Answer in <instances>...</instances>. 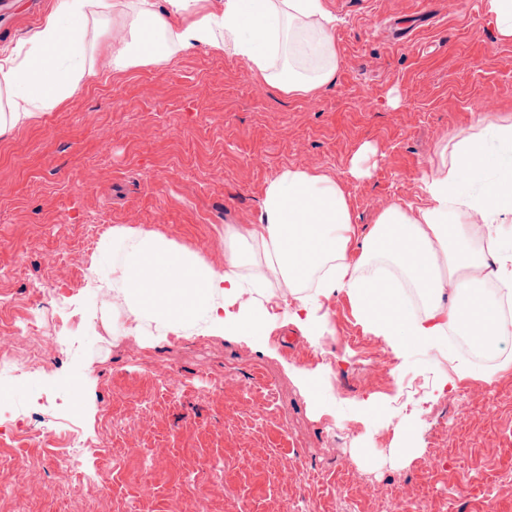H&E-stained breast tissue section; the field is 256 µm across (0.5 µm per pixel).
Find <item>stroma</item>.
Returning <instances> with one entry per match:
<instances>
[{
    "label": "stroma",
    "mask_w": 512,
    "mask_h": 512,
    "mask_svg": "<svg viewBox=\"0 0 512 512\" xmlns=\"http://www.w3.org/2000/svg\"><path fill=\"white\" fill-rule=\"evenodd\" d=\"M51 3L9 0L0 52ZM325 5L340 66L317 98L252 79L228 52L113 73L97 49L112 25L93 20L83 91L0 140V324L25 314L33 289L66 295L44 302L55 339L10 343L39 364L0 389L26 412L0 435V512H409L420 500L512 512V371L480 378L512 356V337L485 364L450 337L399 354L343 294L321 300L322 326L306 336L294 300L270 288L227 307L263 305L262 339L163 340L108 287L113 227L154 230L220 270L225 225L258 223L281 168L341 180L368 228L390 203L428 205L423 179L445 143L512 119V43L497 40L484 0ZM366 143L369 174L352 178ZM60 419L109 456L64 470L40 436ZM395 448L413 455L394 462Z\"/></svg>",
    "instance_id": "stroma-1"
}]
</instances>
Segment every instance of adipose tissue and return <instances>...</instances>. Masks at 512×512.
<instances>
[{
    "label": "adipose tissue",
    "mask_w": 512,
    "mask_h": 512,
    "mask_svg": "<svg viewBox=\"0 0 512 512\" xmlns=\"http://www.w3.org/2000/svg\"><path fill=\"white\" fill-rule=\"evenodd\" d=\"M121 36L103 44L112 70L163 66L193 50L231 52L250 76L283 93L318 97L339 66L336 19L324 0H55L23 58L0 56V139L80 93L91 69L88 16ZM416 210L393 203L369 231L355 224L342 182L285 167L267 184L255 224L228 225L223 270L147 229L118 228L124 249L112 285L139 326L159 336L261 337L258 308L224 315L245 288L273 284L314 323L316 295H346L367 331L395 347L467 337L498 353L512 335V122L475 128L441 150Z\"/></svg>",
    "instance_id": "adipose-tissue-1"
}]
</instances>
